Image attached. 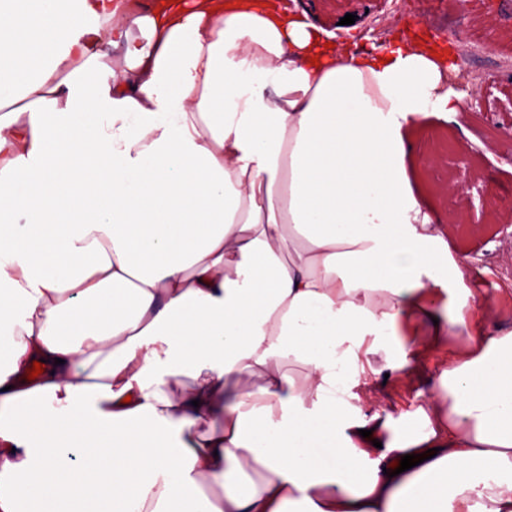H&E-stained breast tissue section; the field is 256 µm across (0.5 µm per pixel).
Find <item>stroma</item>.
Listing matches in <instances>:
<instances>
[{"mask_svg":"<svg viewBox=\"0 0 512 512\" xmlns=\"http://www.w3.org/2000/svg\"><path fill=\"white\" fill-rule=\"evenodd\" d=\"M449 15L468 14L475 19L469 38L476 52L473 68L479 74L480 98L472 102L467 119L471 134L459 142L455 128L432 124L420 128L415 137L421 154L432 156L433 166L418 170L415 178L430 206L461 216V223L449 226L448 242L452 252H466L474 259V273L466 282L467 288L491 301L502 303L497 311L498 322L512 327V239L503 233L500 224L512 217V164L504 156L512 152V79L503 76L496 61L512 58V28L496 31L498 47H487L485 17L497 7L496 0H447ZM390 0H291L290 10H307L328 29L338 30L346 14L357 17V26L368 25L373 19L386 18ZM455 182L460 193L443 194L446 182ZM504 189L503 198L488 212L485 221H469L471 205L479 204L483 186ZM457 337H449L446 348L425 360L412 381L382 384L381 404L399 414L401 423L411 420L413 407L426 403L434 388L435 376L442 357L456 346Z\"/></svg>","mask_w":512,"mask_h":512,"instance_id":"obj_1","label":"stroma"}]
</instances>
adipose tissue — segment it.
Segmentation results:
<instances>
[{
  "label": "adipose tissue",
  "instance_id": "obj_1",
  "mask_svg": "<svg viewBox=\"0 0 512 512\" xmlns=\"http://www.w3.org/2000/svg\"><path fill=\"white\" fill-rule=\"evenodd\" d=\"M447 52L281 0H0V512H512V329L414 178L410 131L471 109ZM451 330L395 431L374 383Z\"/></svg>",
  "mask_w": 512,
  "mask_h": 512
}]
</instances>
